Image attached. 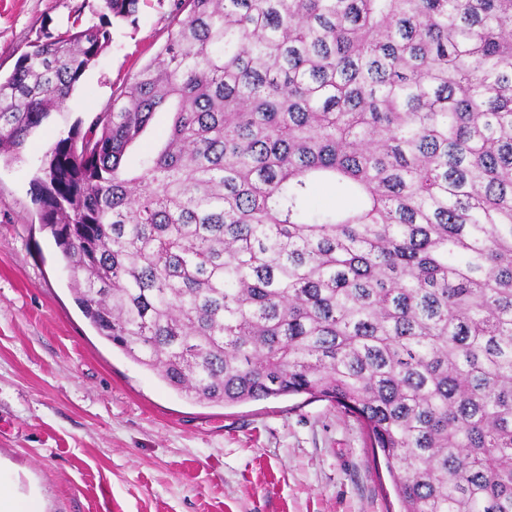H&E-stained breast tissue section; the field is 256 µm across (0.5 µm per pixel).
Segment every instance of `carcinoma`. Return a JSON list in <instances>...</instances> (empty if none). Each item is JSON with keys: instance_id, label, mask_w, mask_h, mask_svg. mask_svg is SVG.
I'll return each mask as SVG.
<instances>
[{"instance_id": "1", "label": "carcinoma", "mask_w": 512, "mask_h": 512, "mask_svg": "<svg viewBox=\"0 0 512 512\" xmlns=\"http://www.w3.org/2000/svg\"><path fill=\"white\" fill-rule=\"evenodd\" d=\"M139 0L0 77V158ZM34 184L97 334L200 404L366 426L402 512H512V0H176ZM168 108L163 145L129 149ZM324 184L352 210L311 205Z\"/></svg>"}]
</instances>
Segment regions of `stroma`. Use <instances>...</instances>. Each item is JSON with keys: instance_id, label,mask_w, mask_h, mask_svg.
Here are the masks:
<instances>
[{"instance_id": "stroma-1", "label": "stroma", "mask_w": 512, "mask_h": 512, "mask_svg": "<svg viewBox=\"0 0 512 512\" xmlns=\"http://www.w3.org/2000/svg\"><path fill=\"white\" fill-rule=\"evenodd\" d=\"M173 10L140 0L66 108L0 161V456L39 480L50 512H399L364 424L336 403L190 402L98 336L75 300L35 172L60 131L89 126L166 41ZM102 13V0H0V73Z\"/></svg>"}]
</instances>
